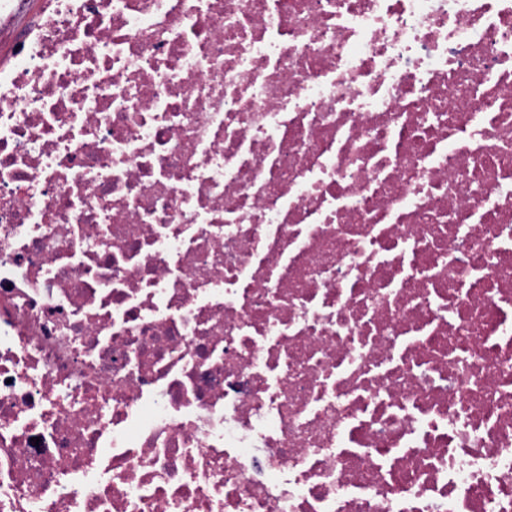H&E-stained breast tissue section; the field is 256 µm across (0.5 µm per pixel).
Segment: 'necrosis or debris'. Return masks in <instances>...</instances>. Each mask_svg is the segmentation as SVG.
<instances>
[{"instance_id":"necrosis-or-debris-1","label":"necrosis or debris","mask_w":512,"mask_h":512,"mask_svg":"<svg viewBox=\"0 0 512 512\" xmlns=\"http://www.w3.org/2000/svg\"><path fill=\"white\" fill-rule=\"evenodd\" d=\"M0 0V512H512V0Z\"/></svg>"}]
</instances>
